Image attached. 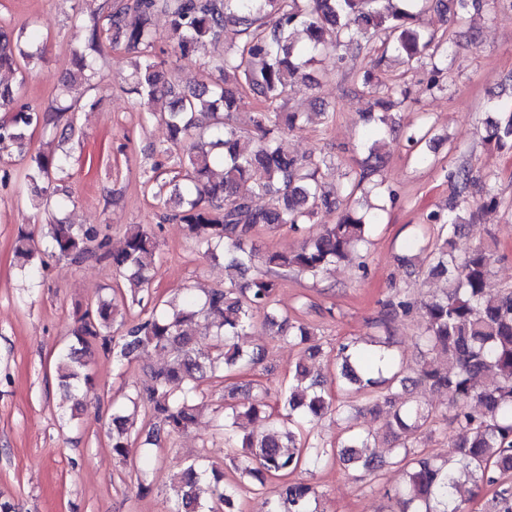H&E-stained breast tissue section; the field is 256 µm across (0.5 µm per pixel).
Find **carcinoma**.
Wrapping results in <instances>:
<instances>
[{
  "label": "carcinoma",
  "instance_id": "obj_1",
  "mask_svg": "<svg viewBox=\"0 0 512 512\" xmlns=\"http://www.w3.org/2000/svg\"><path fill=\"white\" fill-rule=\"evenodd\" d=\"M427 0H132L112 5L85 18H73L76 34L87 47L98 51L113 34L123 37L125 49L138 54L133 71L124 77L125 91L151 115L155 104L171 97L164 112L169 140L159 153L176 170L170 196L156 193L165 209L163 219L187 226L198 250L211 258L224 255L227 268L244 273L259 261L275 272L316 274L328 266L348 260L369 242L377 213L347 208L338 223L326 224L315 236L293 251H274L260 258L253 243L256 229L286 226L304 232L316 209L331 207L317 180L324 168L336 165L327 153L298 157L288 151V133L304 122L301 112L286 109L288 87L305 77V67L315 57L336 52L344 43L362 53L363 42L372 30L384 35L397 56L431 66L448 60V42L425 35L417 26L414 7ZM476 0H435V6L452 11L455 20L467 17ZM167 17L173 55L189 59L208 45H214L224 26L238 27L241 46L217 51L204 62L218 79L203 83L189 93L178 91L164 70L165 61L155 50L153 18ZM42 53L37 39L0 24V73L26 72L30 62ZM77 76L62 82L56 106L33 109L22 102L23 82L12 86L0 81V145L13 144L26 158L24 179L34 187L35 206L51 203L49 191L57 176L66 171L67 157L50 151L30 152L27 132L31 128H61V136L74 132L73 112L79 98L94 86L97 77L93 57L74 53ZM362 88L372 96L373 109L381 115L361 145L374 162L366 165L348 185L340 188L353 196L362 183L380 168L379 145L388 123L387 111L395 106L394 97L403 91L373 88L364 76ZM260 100L253 112L251 136H242L229 123L239 111L246 94ZM499 119L488 125L487 140L500 150L512 151V102L497 106ZM219 151L224 173L215 177L213 151ZM456 193L477 197L483 208L499 204L493 173L475 175L465 165L448 173ZM459 216H448L441 225V243L426 256V273L446 281L447 288L421 303L419 335L420 360L409 369L392 352L391 337L373 336L376 351H361L359 341L346 340L336 354L338 373L353 390L372 395L375 410L395 445L388 456L372 444V434L351 432L334 456L368 473L386 465L403 471L404 479L394 491H385L394 501L395 512H465V500L454 496L459 479L465 478L475 490L498 482L512 472V290L488 293L493 265L500 260L497 250L478 245L462 255L455 252V238L461 229ZM48 238L54 254L74 261L96 254L109 259L112 268L125 276L132 301L151 286L150 271L156 241L151 232L132 225L124 246L109 249L108 239L93 225L72 224L64 218L49 225ZM275 280L264 275L249 287L235 281L223 288L194 295L183 292V305L155 304L138 322L113 333L114 299L101 298L96 310L87 314L74 332L75 344L61 355L59 384L76 400L86 373L84 349L100 341L102 350L112 355L117 368L137 358L146 349L164 352L169 360L150 374L146 387L127 397L133 408L143 404L155 422V440L188 431L197 420L194 404L199 381L207 376L230 379L232 373L255 365L262 352L247 353L238 339L251 327L254 312H266V320L277 328V339L304 346V355L315 358L322 347L314 333L304 326L288 332L272 315ZM412 302L400 298L386 304V312L375 320L374 328L387 331L392 318L407 313ZM211 339L209 349L197 347L196 337ZM444 363L432 364V358ZM423 386L446 395L445 415L453 426L454 459L438 460L415 451L433 408L410 398L413 389ZM222 427L226 456L240 478L259 483L276 481L272 495L263 498L259 512H314L316 486L291 475L307 464H316L321 453H311L303 435L327 414L342 415L346 404L336 400L324 383L310 377L303 361L295 364L292 382L283 396V406H272L239 396V388L225 387ZM129 418H112V451L122 456L129 447ZM173 512H213L218 501L222 512H242L238 485L224 482V471L192 463L172 484Z\"/></svg>",
  "mask_w": 512,
  "mask_h": 512
}]
</instances>
